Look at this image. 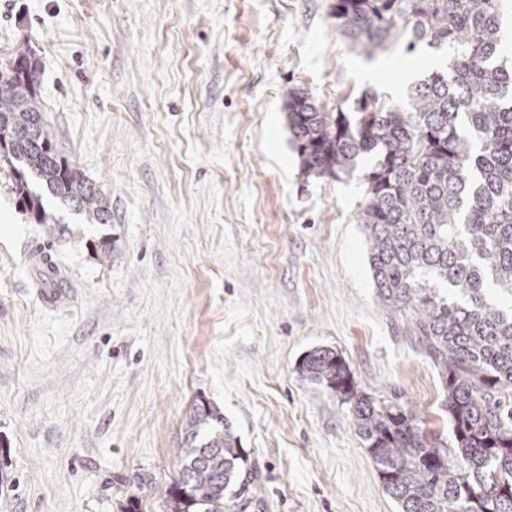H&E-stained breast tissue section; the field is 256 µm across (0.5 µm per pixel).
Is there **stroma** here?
<instances>
[{"mask_svg":"<svg viewBox=\"0 0 512 512\" xmlns=\"http://www.w3.org/2000/svg\"><path fill=\"white\" fill-rule=\"evenodd\" d=\"M334 2L0 0V53L37 60L46 126L112 216L44 197L50 238L0 179V512H125L135 495L164 512L202 399L258 476L254 512H397L347 405L299 372L316 348L454 447L437 368L376 293L356 222L370 163L305 178L282 98L403 106L448 54L400 34L366 58ZM37 244L70 294L56 308ZM31 264L39 271L38 288L40 296L48 303H55L62 295V288H57L58 271L49 259L46 249L34 246L29 253Z\"/></svg>","mask_w":512,"mask_h":512,"instance_id":"obj_1","label":"stroma"}]
</instances>
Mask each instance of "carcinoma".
Here are the masks:
<instances>
[{"mask_svg": "<svg viewBox=\"0 0 512 512\" xmlns=\"http://www.w3.org/2000/svg\"><path fill=\"white\" fill-rule=\"evenodd\" d=\"M333 6L357 52L377 55L399 23L446 47L448 66L411 88L409 109L361 97L353 117L308 92L283 95L301 173L341 179L360 159L363 226L379 301L405 316L439 369L455 447L436 448L407 403L359 392L345 361L316 348L300 374L349 406L350 421L400 512H512V25L508 0H343ZM20 62L12 75L8 64ZM0 175L49 233L43 194L106 224L99 186L53 144L36 101L37 67L0 57ZM224 412L201 399L186 423L165 512H247L257 476Z\"/></svg>", "mask_w": 512, "mask_h": 512, "instance_id": "carcinoma-1", "label": "carcinoma"}]
</instances>
